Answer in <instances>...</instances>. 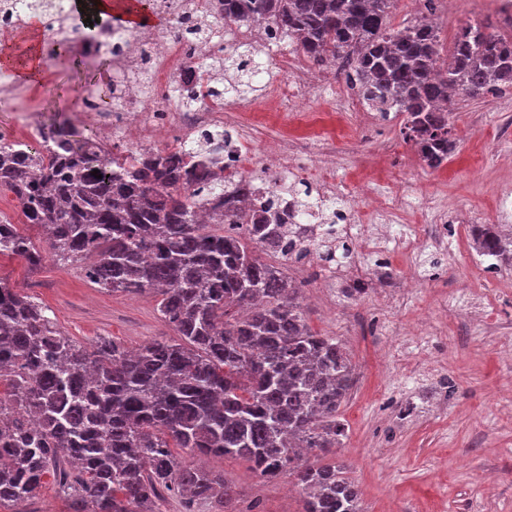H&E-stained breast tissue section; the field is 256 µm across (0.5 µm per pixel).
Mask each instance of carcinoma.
Returning <instances> with one entry per match:
<instances>
[{"mask_svg": "<svg viewBox=\"0 0 512 512\" xmlns=\"http://www.w3.org/2000/svg\"><path fill=\"white\" fill-rule=\"evenodd\" d=\"M394 0H224V22L249 16L288 31L317 64L352 55L370 107L405 115L403 135L433 169L458 149L443 104L512 89V20L504 32L467 20L444 50L437 26L389 29ZM51 0H0V12L47 18ZM234 71L224 92L257 90L264 73L246 52L215 56ZM28 154L0 145V188L17 197L26 223L41 227L56 261L79 267L114 292L154 291L179 340L129 354L115 342L87 347L63 334L48 309L0 283V512L36 498L58 478L70 512H158L164 494L225 503L222 475L179 465L171 446L252 463L266 480L294 474L303 512H360L359 490L336 461L311 464L302 449L327 452L346 437L338 413L356 383L346 346L311 330L299 288L255 250L276 252L281 229L248 234L197 223L193 197L212 180L179 152L101 160L92 138L67 124ZM102 178L97 179L92 171ZM295 205L323 209L311 193ZM235 200L215 223H239ZM0 255L36 267L41 247L0 214ZM478 253L512 267V232L471 229Z\"/></svg>", "mask_w": 512, "mask_h": 512, "instance_id": "obj_1", "label": "carcinoma"}]
</instances>
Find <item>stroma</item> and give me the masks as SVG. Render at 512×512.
<instances>
[{
    "instance_id": "obj_1",
    "label": "stroma",
    "mask_w": 512,
    "mask_h": 512,
    "mask_svg": "<svg viewBox=\"0 0 512 512\" xmlns=\"http://www.w3.org/2000/svg\"><path fill=\"white\" fill-rule=\"evenodd\" d=\"M434 10L447 45L463 19L490 15L477 0H436ZM83 63L80 74L63 60H45L41 80L31 84L0 74V91L16 85L24 94L21 103L0 106V129L68 120L83 96L101 93L112 81L106 57L87 56ZM343 95L341 85L328 84L303 104L312 119L310 140L294 147L292 156L309 164L332 162L339 207H355L356 193L385 183L405 195L404 211L373 223L361 214L355 220L369 234L391 227L384 248L394 256L392 279L415 285L398 292L370 284L348 298L290 271L309 327L346 345L358 378L339 411L346 436L326 459L348 464L363 512H512V362L503 356L512 349V271L499 272L495 287H487L465 238L443 251L411 258L397 253L401 235L433 223L443 208L462 218L512 224V94L457 103L452 122L460 145L438 169L423 165L404 139L402 116L364 131ZM237 133L260 150L295 129L284 115H247ZM0 282L49 307L59 328L87 346L106 338L132 352L176 337L154 292L107 293L80 269L49 256L37 268L1 256ZM419 340L436 349L440 374L454 385L447 403L432 410L418 390L425 371L414 353ZM174 455L182 465L224 475L235 512H303L302 493L289 473L264 480L242 459L199 458L183 448Z\"/></svg>"
}]
</instances>
